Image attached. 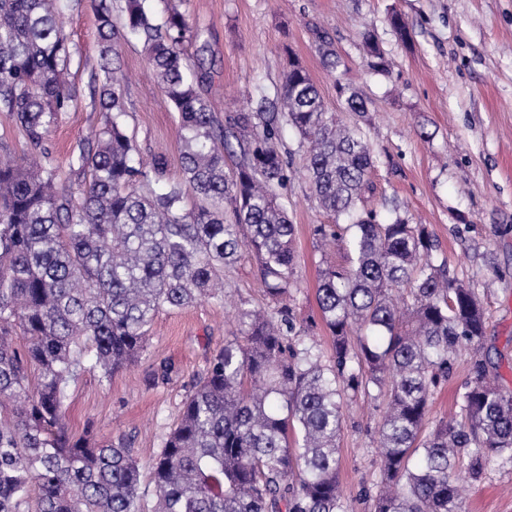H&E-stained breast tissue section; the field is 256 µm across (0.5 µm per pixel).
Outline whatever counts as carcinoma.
Masks as SVG:
<instances>
[{
	"mask_svg": "<svg viewBox=\"0 0 512 512\" xmlns=\"http://www.w3.org/2000/svg\"><path fill=\"white\" fill-rule=\"evenodd\" d=\"M100 40L93 74L103 121L72 163L87 180L74 194L51 164L0 154V512H143L141 468L124 439L74 438L67 388L85 370L110 381L138 358L155 314L224 296L219 271L252 252L276 313L241 308L237 329L187 396L150 473L153 512H348L337 440L347 403L386 401L377 429L373 512H464L458 468L477 480L492 460L512 461V391L484 350L487 316L477 291L437 261L426 224L393 202L364 205L376 155L363 132L326 110L304 67L288 59L253 107L219 119L183 46L197 35L176 6L92 0ZM59 0H0V110L33 150L76 90ZM143 42L162 93L178 113L183 181L166 155L135 163L118 57L121 30ZM323 59L341 67L332 41L311 30ZM368 68L388 63L365 35ZM345 109L367 102L338 85ZM305 148V175L320 207L344 224L314 229L343 244L347 267L326 265L317 289L333 340L325 357L296 329L295 228L279 192L290 178L283 126ZM239 158L232 175L227 161ZM200 199L187 212L186 191ZM24 340V349L17 341ZM473 351L459 411L430 424L437 390L461 349Z\"/></svg>",
	"mask_w": 512,
	"mask_h": 512,
	"instance_id": "cac0c4a2",
	"label": "carcinoma"
}]
</instances>
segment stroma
<instances>
[{
    "instance_id": "stroma-1",
    "label": "stroma",
    "mask_w": 512,
    "mask_h": 512,
    "mask_svg": "<svg viewBox=\"0 0 512 512\" xmlns=\"http://www.w3.org/2000/svg\"><path fill=\"white\" fill-rule=\"evenodd\" d=\"M200 33L184 45L190 63H205L213 78L205 95L216 113L249 108L255 83L280 85L288 57L297 58L320 91L328 111L346 123L337 86L367 101L362 128L376 158L368 207L385 212L396 201L413 221L430 226L439 252L457 277L479 291L487 309L488 348L498 352L502 384L512 389V0H174ZM400 16L411 34L401 40L391 26ZM61 21L72 61L67 81L77 94L52 126L50 162L72 189L84 178L71 159L102 114L88 90L99 64V37L91 0H66ZM331 38L342 60L330 71L311 28ZM372 33L390 64L388 75L366 64L363 36ZM118 63L126 125L134 156L165 154L171 179L182 177L178 116L146 62L142 43L126 35ZM293 173L281 196L295 226L297 286L290 305L324 352L332 340L316 300L325 261L347 263L336 249L323 258L313 229L332 223L302 172L304 151L285 132ZM228 300H205L154 316L139 359L100 381L87 371L69 387L67 421L74 436L99 444L125 438L141 467L162 442L196 381L235 330V308H271L258 284L257 265L241 253L224 270ZM471 350H463L452 377L437 393L429 418L453 411L456 394L470 379ZM380 411L358 404L337 440L339 480L350 512H372L365 488L378 478L375 465ZM466 512H512V464L492 463L480 481L461 478Z\"/></svg>"
}]
</instances>
